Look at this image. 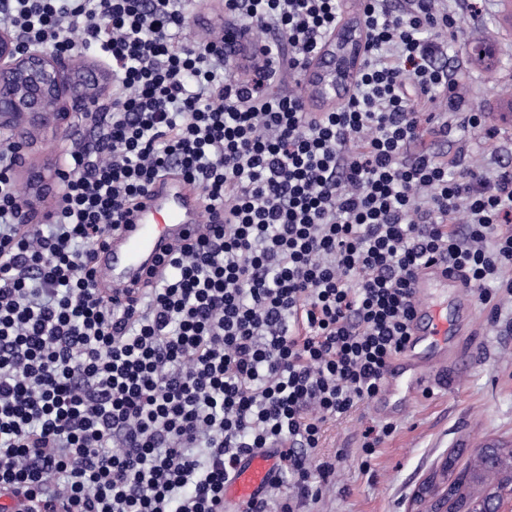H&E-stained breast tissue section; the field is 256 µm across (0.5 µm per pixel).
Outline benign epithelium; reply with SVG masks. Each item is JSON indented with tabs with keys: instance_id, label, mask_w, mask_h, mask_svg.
<instances>
[{
	"instance_id": "1",
	"label": "benign epithelium",
	"mask_w": 512,
	"mask_h": 512,
	"mask_svg": "<svg viewBox=\"0 0 512 512\" xmlns=\"http://www.w3.org/2000/svg\"><path fill=\"white\" fill-rule=\"evenodd\" d=\"M358 44V27L337 32L314 81L317 97L334 100L342 95L351 68L358 64ZM111 78L109 70L80 55L31 49L15 33L0 30V131L11 135L19 149V165L25 174L20 204L27 217L40 211L54 181L45 168L27 162L30 145L40 139L55 141L68 136L73 102L79 100L83 109H92ZM417 497L428 504L426 512H448V493H440L433 485L422 486ZM464 512H512V497H486L467 505Z\"/></svg>"
}]
</instances>
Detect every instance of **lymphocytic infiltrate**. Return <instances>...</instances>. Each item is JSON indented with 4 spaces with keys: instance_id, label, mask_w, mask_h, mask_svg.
Masks as SVG:
<instances>
[{
    "instance_id": "f902f5d3",
    "label": "lymphocytic infiltrate",
    "mask_w": 512,
    "mask_h": 512,
    "mask_svg": "<svg viewBox=\"0 0 512 512\" xmlns=\"http://www.w3.org/2000/svg\"><path fill=\"white\" fill-rule=\"evenodd\" d=\"M453 2L362 0L352 88L312 112L269 85L311 64L336 0H224L288 40L256 43L243 76L223 40L182 41V0H0V28L26 46L94 48L114 73L46 223L23 226L0 140V496L35 512H221L240 458L271 448L270 488L295 512L334 472L317 457L326 423L377 397L405 348L415 274L445 264L479 300L512 295V168L452 177L424 146L481 126L437 63L476 8ZM168 174L223 221L114 306L93 255Z\"/></svg>"
}]
</instances>
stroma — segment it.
Listing matches in <instances>:
<instances>
[{"label":"stroma","mask_w":512,"mask_h":512,"mask_svg":"<svg viewBox=\"0 0 512 512\" xmlns=\"http://www.w3.org/2000/svg\"><path fill=\"white\" fill-rule=\"evenodd\" d=\"M500 11L499 0H482L480 14L466 19L465 39L450 42L444 59L448 69L466 71L461 93L486 118L512 108V99L498 94L499 87L512 86V29L500 20ZM184 12L186 41L226 28L222 11L202 0H185ZM476 42L494 45L496 59L472 55ZM432 148L447 160L465 154L491 175L512 167V129L491 140L483 130L459 129ZM470 322L473 336L461 338L448 358L449 380H436L431 391L405 400L385 389L377 400L326 424L320 454L336 459V472L320 499L307 502L303 512H417L418 487L448 455H457L462 470L473 467L481 445L512 446V297L492 292L490 302L474 303ZM387 423L393 433L381 443L370 470H363V430Z\"/></svg>","instance_id":"obj_1"}]
</instances>
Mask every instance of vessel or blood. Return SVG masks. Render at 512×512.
<instances>
[{
	"label": "vessel or blood",
	"instance_id": "b4317fda",
	"mask_svg": "<svg viewBox=\"0 0 512 512\" xmlns=\"http://www.w3.org/2000/svg\"><path fill=\"white\" fill-rule=\"evenodd\" d=\"M199 191L181 177L171 174L159 179L130 216L121 232L109 235L95 252L97 267L113 272L119 284L145 281L149 271L159 268L167 250L196 240L200 229ZM445 284L454 288L462 303L472 296L462 278L433 265L421 270L414 289L421 299L429 288ZM411 337L405 350L389 365L386 381L397 391L415 393L436 380L439 366L420 362L422 350L446 353L447 341L457 330L446 311L421 302L411 322ZM277 469V459L266 450L245 454L224 487L225 505L240 506L259 500Z\"/></svg>",
	"mask_w": 512,
	"mask_h": 512
}]
</instances>
